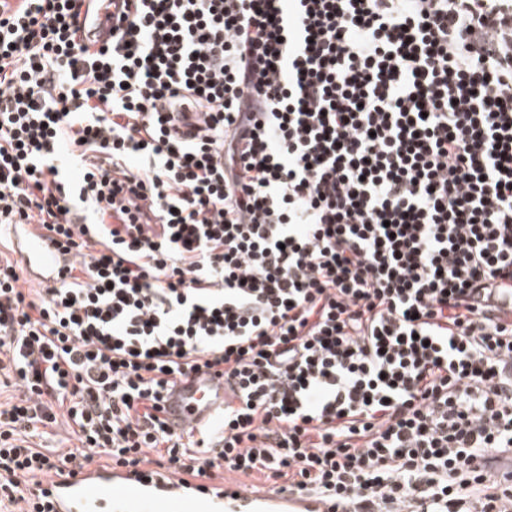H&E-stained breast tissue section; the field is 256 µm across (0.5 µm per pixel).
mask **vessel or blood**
<instances>
[{
  "mask_svg": "<svg viewBox=\"0 0 512 512\" xmlns=\"http://www.w3.org/2000/svg\"><path fill=\"white\" fill-rule=\"evenodd\" d=\"M16 256L31 279L43 286L60 281L70 263L45 237L28 224L14 233ZM224 380L198 375L176 385L166 396L168 424L182 432L216 421L224 406ZM57 512H194L196 484L157 474L148 480L131 479L121 470L88 468L74 477L55 480ZM268 512H332L330 504L285 491L264 495Z\"/></svg>",
  "mask_w": 512,
  "mask_h": 512,
  "instance_id": "obj_1",
  "label": "vessel or blood"
}]
</instances>
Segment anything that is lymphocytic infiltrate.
<instances>
[{"label":"lymphocytic infiltrate","instance_id":"lymphocytic-infiltrate-1","mask_svg":"<svg viewBox=\"0 0 512 512\" xmlns=\"http://www.w3.org/2000/svg\"><path fill=\"white\" fill-rule=\"evenodd\" d=\"M0 224L75 256L0 260V512L97 457L512 512V0H0ZM11 227L14 230L16 256L30 278L42 286H52L60 281L66 273L70 257L61 254L30 224H11ZM224 378L198 375L176 385L165 401L170 428L181 433L204 422H214L224 409Z\"/></svg>","mask_w":512,"mask_h":512}]
</instances>
